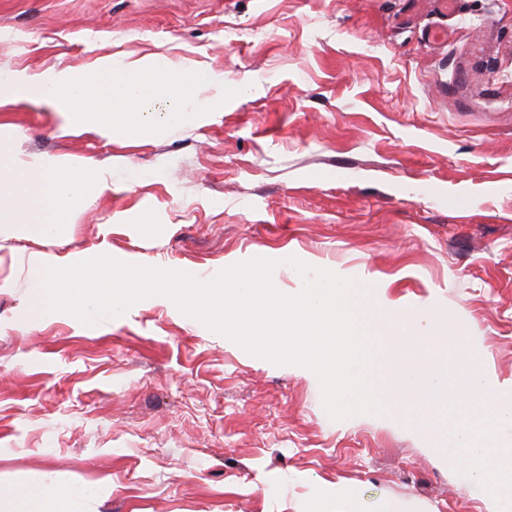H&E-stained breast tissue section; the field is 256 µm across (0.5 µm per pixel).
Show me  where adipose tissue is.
<instances>
[{
  "mask_svg": "<svg viewBox=\"0 0 512 512\" xmlns=\"http://www.w3.org/2000/svg\"><path fill=\"white\" fill-rule=\"evenodd\" d=\"M111 187V174L92 160L72 166L59 158L13 156L0 165V242L64 234L92 193Z\"/></svg>",
  "mask_w": 512,
  "mask_h": 512,
  "instance_id": "obj_1",
  "label": "adipose tissue"
}]
</instances>
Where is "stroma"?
<instances>
[{"label":"stroma","mask_w":512,"mask_h":512,"mask_svg":"<svg viewBox=\"0 0 512 512\" xmlns=\"http://www.w3.org/2000/svg\"><path fill=\"white\" fill-rule=\"evenodd\" d=\"M459 9L433 45L437 0H0V78L161 57L236 91L109 140L0 107V163L112 172L66 234L0 248V481L40 488L49 512H491L437 452L446 419L472 417L464 398L336 421L311 370L156 297L90 326L27 308L38 256L105 250L206 280L262 256L285 294L294 256L368 293L375 348L390 309L464 328L512 403V0Z\"/></svg>","instance_id":"35a3bbf8"}]
</instances>
